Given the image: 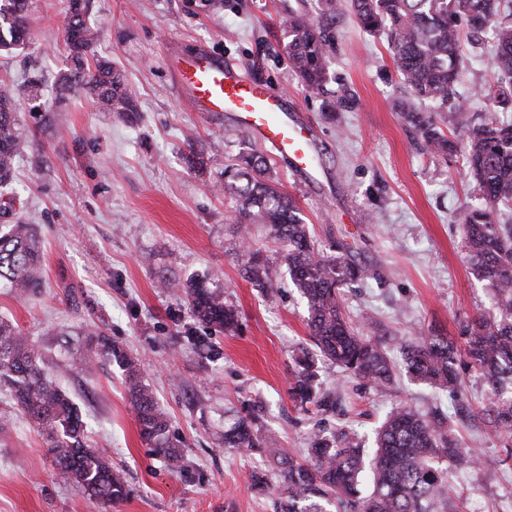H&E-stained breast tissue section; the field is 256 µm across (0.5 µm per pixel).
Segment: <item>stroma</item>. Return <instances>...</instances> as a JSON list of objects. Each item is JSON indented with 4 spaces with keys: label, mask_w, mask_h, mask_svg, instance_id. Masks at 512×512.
Segmentation results:
<instances>
[{
    "label": "stroma",
    "mask_w": 512,
    "mask_h": 512,
    "mask_svg": "<svg viewBox=\"0 0 512 512\" xmlns=\"http://www.w3.org/2000/svg\"><path fill=\"white\" fill-rule=\"evenodd\" d=\"M316 0H93L97 54L121 68L138 104L135 123L97 111L83 94L60 93L66 70V0H32L36 18L23 48L0 55V79L43 91L20 96L29 144L13 183L0 187V224H38L45 253L42 288L18 299L0 288V318L13 322L51 362L68 365L61 384L80 406L90 443L128 474L130 494L102 510L57 475L34 424L0 392V512H275V497L247 476L258 456L224 445V431L254 414L263 436L302 456L314 437L351 426L365 440L399 402L450 415L456 435L482 457L450 492L461 512H512V462L494 425L480 419L487 386L467 373L457 398L398 376L384 393L327 361L318 380L335 401L324 414L290 397L292 357L311 347L304 299L280 270L274 300L241 272L242 243L224 169L241 153L264 156L298 202L317 246L352 244L374 275L345 290L347 315L393 341L420 330L457 335L460 322L486 312V290L468 270L466 210L478 190L459 156L422 147L400 115L406 89L383 36L367 34L339 0L331 75L356 102L331 108L308 92L283 51L280 21ZM233 64L246 78L288 96L289 115L312 132L317 165L296 170L231 115L195 112L169 59L198 50ZM458 90L468 115L487 112L483 91L497 82L487 57L463 44ZM210 270L241 311L232 334L199 323L188 301L162 291L161 277ZM98 326L123 348L171 419L184 468L173 471L143 441L120 370L98 360L81 368L85 327Z\"/></svg>",
    "instance_id": "obj_1"
}]
</instances>
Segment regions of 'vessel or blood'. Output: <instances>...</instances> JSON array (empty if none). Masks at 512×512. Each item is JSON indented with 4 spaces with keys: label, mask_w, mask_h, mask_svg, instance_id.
<instances>
[{
    "label": "vessel or blood",
    "mask_w": 512,
    "mask_h": 512,
    "mask_svg": "<svg viewBox=\"0 0 512 512\" xmlns=\"http://www.w3.org/2000/svg\"><path fill=\"white\" fill-rule=\"evenodd\" d=\"M179 87L195 111L229 113L269 144L275 155L306 170L315 163V148L307 125L289 118L280 95L263 82L248 80L231 66L201 51L172 61Z\"/></svg>",
    "instance_id": "1"
}]
</instances>
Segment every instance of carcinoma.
I'll use <instances>...</instances> for the list:
<instances>
[{
	"mask_svg": "<svg viewBox=\"0 0 512 512\" xmlns=\"http://www.w3.org/2000/svg\"><path fill=\"white\" fill-rule=\"evenodd\" d=\"M361 27L385 36L393 61L410 91L401 102L405 119L420 133L426 148L446 157L463 151V164L477 183L481 203L464 218V250L472 276L487 290L491 309L460 326L459 339L422 332L400 347L399 361L383 337L367 335L345 317L342 289L369 277L365 264L344 245L336 254L315 247L294 197L278 188L263 157L251 152L241 164L224 171V195L238 203V231L265 224L281 245L280 261L292 285L305 299L308 329L316 351L300 350L293 358L291 398L301 407L332 409L331 394L316 382L317 357L377 391L392 387L397 371L414 382L452 397L462 392L463 374L474 370L489 388L485 415L504 439L512 461V224H499L496 210L512 206V121L496 116L512 109V0H349ZM91 0H69L65 40L70 65L60 74L61 92L82 90L102 112L128 123L137 101L123 73L96 58L98 30L89 23ZM29 0H0V52L22 46L29 24ZM485 37L492 67L499 74L489 89L490 116L465 124L464 102L456 89L462 55L458 23ZM336 0H317L315 14L300 9L281 23L284 52L306 89L332 94L341 108L355 104L353 90L328 89L336 35ZM17 87L0 81V187L12 182L15 164L28 145L15 112ZM429 102L434 111L418 112L412 100ZM243 272L254 287L274 297L273 270L260 250L245 245ZM210 277L184 281L166 278L159 287L175 288L205 325L233 333L240 310L209 287ZM43 282V251L33 224H0V284L23 297ZM86 370L98 355L117 365L133 406L141 437L156 448L175 471L183 455L169 435V420L135 362L101 331L86 330ZM0 388L35 423L55 454L58 475L81 487L105 507L126 499L125 472L112 465L107 452L87 440V422L63 389L47 376L41 353L15 324L0 319ZM224 447L255 454L275 469L279 481L267 483L251 474L254 485L279 497V512H448V469L468 471L479 456L454 436L452 421L442 413H421L403 404L391 411L376 431L375 448L362 447L357 433L339 426L316 436L305 458L296 457L274 439H259L253 422L241 417L224 431Z\"/></svg>",
	"mask_w": 512,
	"mask_h": 512,
	"instance_id": "carcinoma-1",
	"label": "carcinoma"
}]
</instances>
